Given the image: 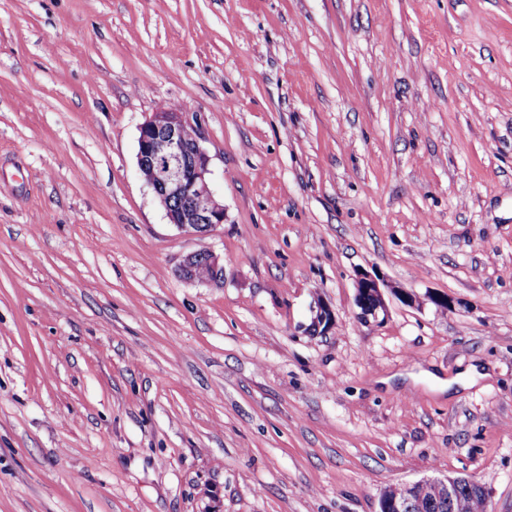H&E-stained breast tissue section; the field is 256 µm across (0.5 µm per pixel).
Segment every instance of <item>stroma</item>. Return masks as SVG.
I'll list each match as a JSON object with an SVG mask.
<instances>
[{
	"label": "stroma",
	"instance_id": "obj_1",
	"mask_svg": "<svg viewBox=\"0 0 512 512\" xmlns=\"http://www.w3.org/2000/svg\"><path fill=\"white\" fill-rule=\"evenodd\" d=\"M162 107L209 234L138 174ZM200 251L222 280L178 276ZM448 474L512 512V0H0V512H377ZM195 126L181 113L159 110L140 125L139 173L153 190L170 224L191 234H206L224 222V205L210 184V155ZM204 260L210 267L211 275L207 278L199 277L196 272L197 262ZM178 275L187 282L199 284H212L224 277V262L211 251L195 252L187 255L178 267ZM380 279L368 272H360L355 281L356 305L360 312L357 317L367 323L370 318L377 320L379 313L386 312V302Z\"/></svg>",
	"mask_w": 512,
	"mask_h": 512
}]
</instances>
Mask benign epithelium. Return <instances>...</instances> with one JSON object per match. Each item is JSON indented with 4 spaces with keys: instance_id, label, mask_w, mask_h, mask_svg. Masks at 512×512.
Instances as JSON below:
<instances>
[{
    "instance_id": "benign-epithelium-1",
    "label": "benign epithelium",
    "mask_w": 512,
    "mask_h": 512,
    "mask_svg": "<svg viewBox=\"0 0 512 512\" xmlns=\"http://www.w3.org/2000/svg\"><path fill=\"white\" fill-rule=\"evenodd\" d=\"M137 166L150 176L145 183L153 190L169 222L191 234H206L224 223V204L210 184V155L199 129L186 123L181 113L159 110L140 125L137 139ZM210 267L207 278L195 272L198 261ZM178 275L187 282L212 284L224 277V262L210 252L187 255L178 267ZM357 317L367 323L386 312V302L379 278L361 272L355 281ZM334 325V315L324 303L317 305L313 327L321 334ZM476 483L481 497L484 485L466 476L427 477L411 484H392L379 498L378 512H411L416 502L436 491L449 512H470V502L461 495V485Z\"/></svg>"
}]
</instances>
